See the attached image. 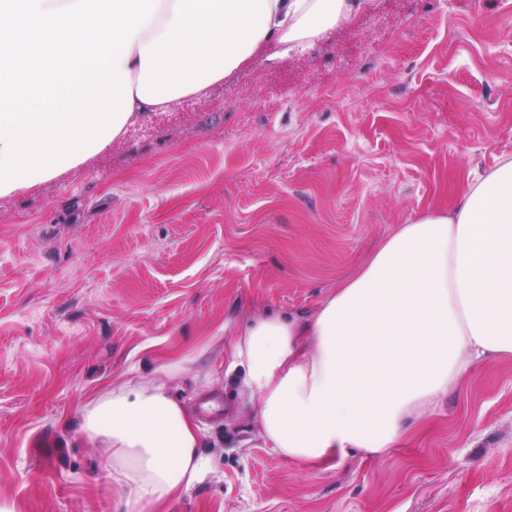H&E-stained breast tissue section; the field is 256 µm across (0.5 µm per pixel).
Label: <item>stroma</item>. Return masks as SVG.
<instances>
[{
  "label": "stroma",
  "mask_w": 512,
  "mask_h": 512,
  "mask_svg": "<svg viewBox=\"0 0 512 512\" xmlns=\"http://www.w3.org/2000/svg\"><path fill=\"white\" fill-rule=\"evenodd\" d=\"M504 156L512 0H373L0 198V507L126 512L70 422L112 379L190 357L176 394L224 410L199 424L211 473L164 512H512V356L479 364L392 454L333 469L266 448L222 377L254 313L310 311Z\"/></svg>",
  "instance_id": "35a3bbf8"
}]
</instances>
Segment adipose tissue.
<instances>
[{"label":"adipose tissue","instance_id":"ef3b65f1","mask_svg":"<svg viewBox=\"0 0 512 512\" xmlns=\"http://www.w3.org/2000/svg\"><path fill=\"white\" fill-rule=\"evenodd\" d=\"M370 0H160L119 67L137 119L204 92L263 42L310 48ZM512 355V158L445 207L380 241L357 271L305 314H254L224 350V375L251 405L267 445L305 468L381 458L484 359ZM162 380L113 384L79 410L103 448L128 512L205 480L199 428Z\"/></svg>","mask_w":512,"mask_h":512}]
</instances>
